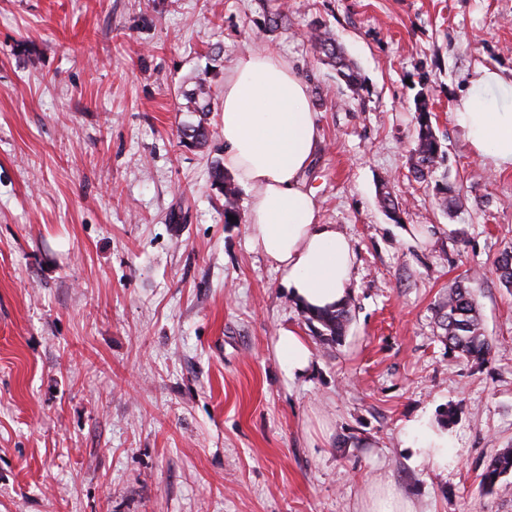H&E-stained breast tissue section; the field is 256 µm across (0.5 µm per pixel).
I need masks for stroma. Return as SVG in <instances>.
Instances as JSON below:
<instances>
[{
	"mask_svg": "<svg viewBox=\"0 0 512 512\" xmlns=\"http://www.w3.org/2000/svg\"><path fill=\"white\" fill-rule=\"evenodd\" d=\"M315 27L360 92L319 60ZM265 44L309 85L306 185L356 253L333 343L211 184L224 78ZM488 67L512 75V0H0V512H365L381 483L414 512H512V492L480 486L512 446V289L493 270L512 170L453 116ZM423 95L461 187L448 210L407 164ZM201 120L209 141L190 146ZM472 271L480 365L435 320ZM288 328L313 349L293 381L275 349ZM451 407L453 464L416 460L405 427ZM309 39L313 48L323 55L324 58L321 60L328 61L336 69L339 79L354 92H358L362 86L359 70L351 60L346 58L336 41L328 33L321 32L317 28L310 32Z\"/></svg>",
	"mask_w": 512,
	"mask_h": 512,
	"instance_id": "1",
	"label": "stroma"
}]
</instances>
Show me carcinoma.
<instances>
[{
  "label": "carcinoma",
  "instance_id": "1",
  "mask_svg": "<svg viewBox=\"0 0 512 512\" xmlns=\"http://www.w3.org/2000/svg\"><path fill=\"white\" fill-rule=\"evenodd\" d=\"M309 39L313 48L321 53L335 69L336 74L353 91L361 89V75L357 66L346 58L343 50L328 33L315 28L310 32ZM194 111L203 114L212 110L211 95L206 83L200 81L190 95ZM429 102L425 98L415 103V139L409 154V168L415 180L426 181L447 162V152L437 136ZM211 181L224 196V223H240L239 189L224 175V167L215 164L211 168ZM437 191L442 195L446 207L456 205L459 198L457 182L443 173L441 181L436 183ZM235 219H230V216ZM499 281L507 288H512V251L505 250L494 262ZM310 323L320 324L330 336V340L341 339L350 322V311L343 305L336 309L306 312ZM439 328L448 342V349L463 358H479L491 351V342L482 328L479 303L471 289L459 282L448 289V297L437 310ZM512 475V448H502L488 459L480 474L481 484L490 489L505 493L512 490L507 477Z\"/></svg>",
  "mask_w": 512,
  "mask_h": 512
}]
</instances>
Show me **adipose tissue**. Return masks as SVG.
Segmentation results:
<instances>
[{"mask_svg": "<svg viewBox=\"0 0 512 512\" xmlns=\"http://www.w3.org/2000/svg\"><path fill=\"white\" fill-rule=\"evenodd\" d=\"M507 84L501 72L481 69L454 106L473 150L498 170L512 167V107H499L485 91ZM221 110L224 167L249 194L251 249L280 272L298 305L343 304L351 294L355 252L338 225L320 222L315 195L303 180L321 143L306 81L275 49L246 53L224 80ZM276 352L292 379L313 360L308 340L291 329L280 333ZM406 432L418 457L447 466L446 431L422 418Z\"/></svg>", "mask_w": 512, "mask_h": 512, "instance_id": "adipose-tissue-1", "label": "adipose tissue"}]
</instances>
